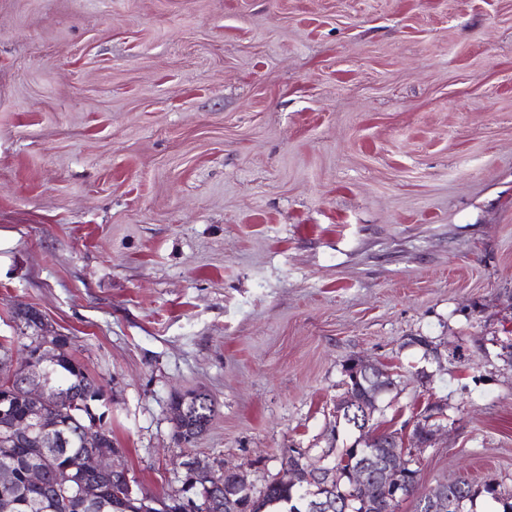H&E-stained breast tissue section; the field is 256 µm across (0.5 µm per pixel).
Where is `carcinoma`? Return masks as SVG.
Wrapping results in <instances>:
<instances>
[{"label": "carcinoma", "mask_w": 512, "mask_h": 512, "mask_svg": "<svg viewBox=\"0 0 512 512\" xmlns=\"http://www.w3.org/2000/svg\"><path fill=\"white\" fill-rule=\"evenodd\" d=\"M24 327L39 330V335L29 336L21 331L13 337L10 346L0 344V400L10 408L8 417L0 419V456L14 460L10 481L6 484L0 482V496L13 497L18 502L17 512H86L80 500L60 498L55 486V472L59 467L77 463L90 449L99 453L114 451L111 431L107 429L100 433L96 443L86 448L84 433L78 432V426L69 422L68 406L51 415L50 424L54 429L44 435V448L15 440L9 435V429L24 421L29 414L30 401L19 389V383L25 374V350L33 344L43 357L52 362L47 369L51 384L69 403L97 401L102 397V387L69 353L68 337L57 334L28 314L24 317ZM15 351L20 353L16 360L13 359ZM198 396V402L188 406L187 415L175 418L174 439L178 443H189L203 433L215 415L216 406L211 395L200 392ZM62 432L70 438L66 448L55 445ZM39 460L45 461L41 485L31 490L28 488L27 471L31 463ZM335 468L334 480L328 483L315 480L304 489L293 487L275 476L257 495L250 488L240 487L233 476L221 474L217 477V498L222 505L230 502L242 504L246 507L245 512H310V503L317 501L335 503L340 509L347 501V512H384L385 483L376 480L362 490L353 486L348 466L342 467L337 463ZM82 482L88 492L104 491L112 499V505L105 512H140V505L125 496L123 474L85 471ZM483 494L498 502L502 512H512V490L508 491L491 480L478 484L466 479L445 488L448 508L444 512H468L467 506L474 504Z\"/></svg>", "instance_id": "1"}]
</instances>
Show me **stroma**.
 Listing matches in <instances>:
<instances>
[{
    "label": "stroma",
    "mask_w": 512,
    "mask_h": 512,
    "mask_svg": "<svg viewBox=\"0 0 512 512\" xmlns=\"http://www.w3.org/2000/svg\"><path fill=\"white\" fill-rule=\"evenodd\" d=\"M28 309L149 495L333 465L355 357L379 428L443 406L400 512L512 488V0H0V338ZM199 396L198 403L192 402L188 406V414L175 418L174 439L177 443H190L203 433L213 419L216 406L215 401L208 393L191 391ZM180 467L184 471V482H186V479L189 476L191 478V483H193L199 491L210 488V481L214 479L216 470L212 465H206L203 461L189 459L181 462ZM448 483L445 488V498L448 501V508L444 511L436 512H473L466 510L468 504L473 506L478 497L487 494L498 502L502 511L512 512V490L508 491L501 488V485L494 483L492 480L484 481L481 484L468 481L466 479L457 480Z\"/></svg>",
    "instance_id": "stroma-1"
}]
</instances>
